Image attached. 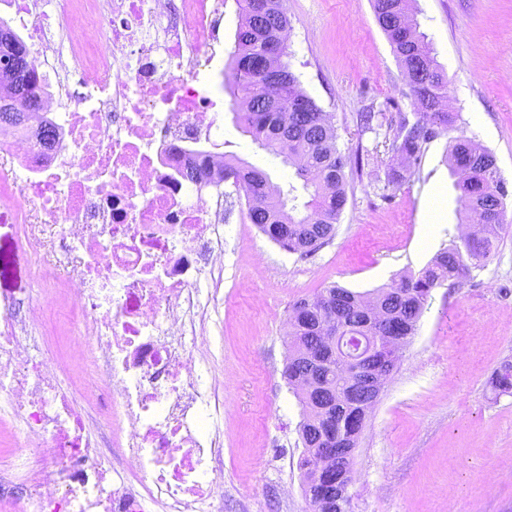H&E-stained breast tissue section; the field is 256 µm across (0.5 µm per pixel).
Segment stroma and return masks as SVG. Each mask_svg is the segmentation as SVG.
<instances>
[{"mask_svg":"<svg viewBox=\"0 0 512 512\" xmlns=\"http://www.w3.org/2000/svg\"><path fill=\"white\" fill-rule=\"evenodd\" d=\"M288 42L301 87L332 116L336 143L357 160L332 238L290 252L248 216L242 191L224 187V270L201 282L205 306L193 342L207 349L204 383L224 400L223 489L211 512H309L301 462L303 409L283 376L292 304L338 285L372 295L422 270L450 243L456 193L446 154L464 137L491 151L509 194L508 229L484 267L462 284L432 290L414 336L386 379L353 456L352 512H512V394H497L494 370L512 362V0H410L431 54L448 76L457 120L424 144L418 160L394 155L398 113L413 116L402 67L378 25L372 0H287ZM220 65L204 76L218 103L224 151L287 187L293 166L243 133ZM379 114L375 131L358 114ZM404 177L389 179L391 169ZM0 162V296L14 295L34 349L91 415L100 402L68 353L85 323L66 306L69 269L52 227L18 224ZM35 237L33 247L22 236Z\"/></svg>","mask_w":512,"mask_h":512,"instance_id":"1","label":"stroma"}]
</instances>
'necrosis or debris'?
<instances>
[{"mask_svg": "<svg viewBox=\"0 0 512 512\" xmlns=\"http://www.w3.org/2000/svg\"><path fill=\"white\" fill-rule=\"evenodd\" d=\"M10 2L31 69L53 78L31 124H52L58 146L45 155L1 130L0 152L17 164L20 223L55 226L71 258L69 302L89 317L72 348L110 402L114 442L100 446L0 297V396L37 456L0 484L23 488L20 512H207L222 488L224 403L178 339L201 278L224 265V158L205 148L219 127L201 82L224 52V4L82 0L55 17L42 0Z\"/></svg>", "mask_w": 512, "mask_h": 512, "instance_id": "necrosis-or-debris-1", "label": "necrosis or debris"}]
</instances>
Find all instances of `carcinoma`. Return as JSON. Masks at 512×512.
<instances>
[{"label":"carcinoma","instance_id":"obj_1","mask_svg":"<svg viewBox=\"0 0 512 512\" xmlns=\"http://www.w3.org/2000/svg\"><path fill=\"white\" fill-rule=\"evenodd\" d=\"M234 2L238 23L230 67L237 91L249 95L245 109L237 112L238 122L255 143L291 165L297 153L303 154L304 162L296 167V177L302 181L308 200L298 203L297 187L292 184L276 197L269 195L267 174L241 160L227 162L224 180L233 181L243 191L249 218L263 234L290 252H310L335 233L347 201L345 169L350 158L337 148L334 127L323 121L321 108L301 88L289 62L288 44L279 38V32L288 27L286 0H269L270 19L255 13L254 0ZM373 8L378 20L399 19L397 26L383 32L403 70L410 73L418 67L427 75L426 81L410 89L419 118L413 123L401 118L391 141L394 154L416 161L422 145L448 131L455 121L452 113L440 108L448 97V78L431 55L425 35L419 31L415 16L408 13L405 0H374ZM267 42L279 45V53L271 58L264 50ZM16 80L10 64L0 65V100L13 98ZM269 95L280 103L276 112L269 111L263 103ZM301 114L312 123L308 131H282L285 122L292 123ZM492 157L490 151L475 148L470 139L453 140L448 150V166L459 192L457 202L467 222L481 225L483 233L478 237L451 239L449 246L418 274L377 290L374 299L384 312L383 319L373 318L362 307L361 294L339 286L321 294L334 301L332 315L307 309L306 299L292 305V334L284 376L299 394L303 406L300 433L307 455L321 453L327 432L323 422L336 421L339 458L333 460V470L322 482L323 489L335 491L336 512H350L351 504L346 490L353 481L352 463L341 459L346 451L344 445L358 442L354 426L365 422L373 408L370 395L353 401L344 399L348 382L344 353L361 357L365 363H378L384 355L395 354L385 349V341L375 337L412 336L434 288L446 282L461 284L471 277L473 270L483 267L498 247L505 227V209L499 206L498 196L504 197L506 193L500 192L494 171L488 169L487 162ZM330 328L344 337V351H336L315 371L314 387H296L295 383L304 380V371L309 369L306 355L316 347L315 337L330 335ZM493 388L500 394L512 393V362L503 363L495 371Z\"/></svg>","mask_w":512,"mask_h":512}]
</instances>
